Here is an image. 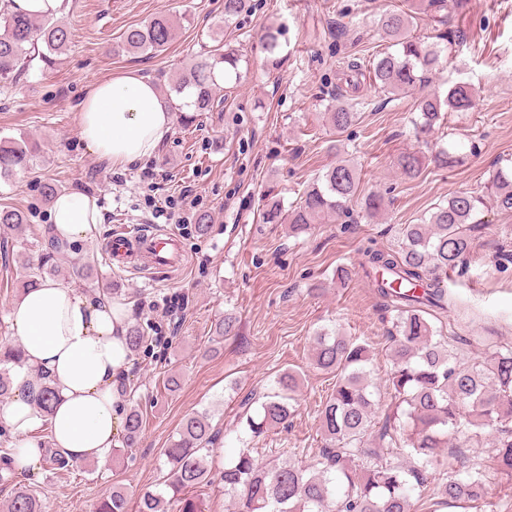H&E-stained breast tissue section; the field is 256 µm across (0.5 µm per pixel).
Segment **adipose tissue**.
Segmentation results:
<instances>
[{
    "mask_svg": "<svg viewBox=\"0 0 512 512\" xmlns=\"http://www.w3.org/2000/svg\"><path fill=\"white\" fill-rule=\"evenodd\" d=\"M172 120L154 83L130 71L90 86L78 132L90 152L124 166L151 158ZM51 218L52 236L70 244L92 241L103 220L96 197L80 190L60 193ZM9 320L23 351L12 369V394L0 404V427L17 441L14 470L38 473L49 450L67 460L106 463L123 426L127 309L78 283L46 279L12 307ZM41 370L56 394L47 418L31 378Z\"/></svg>",
    "mask_w": 512,
    "mask_h": 512,
    "instance_id": "ef3b65f1",
    "label": "adipose tissue"
}]
</instances>
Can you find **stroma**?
<instances>
[{"mask_svg":"<svg viewBox=\"0 0 512 512\" xmlns=\"http://www.w3.org/2000/svg\"><path fill=\"white\" fill-rule=\"evenodd\" d=\"M251 2L252 12L228 28L224 0H68L69 50L51 69L36 66L17 82H0V138L25 136L42 146L30 169L0 181V204L30 215L22 230L0 227V243L32 246L46 235L53 205L41 193L43 183L96 196L103 210L99 233L56 256L58 280L113 286L131 322L146 335L172 340L164 355H136L127 369L124 403L144 416L137 447L103 468L81 461L64 470L46 462L29 480L44 512H93L116 483L133 497L156 487L166 471L164 448L186 417L202 412L216 432L207 457L212 470H222L225 458L243 446L257 449L266 462L285 457L309 463L310 449L322 444L321 404L336 384L335 374L312 362L313 337L323 329L368 344L370 378L381 404H388L390 315L362 277L337 284V265H355L369 238L397 247L401 225L420 223L455 192L481 190L498 160L512 158V0H471L470 13L455 21L466 41L435 80L443 89L460 79L479 88L476 108L448 114L435 133L437 145L455 138L474 144L475 153L410 180L401 177L396 161L419 148L412 134L415 99L375 90L365 73L391 46L377 27L380 14L403 0ZM159 12L178 23L166 51L113 54L129 26ZM269 26L283 31L284 63L277 71L268 69L260 46ZM219 31L242 56L240 81L215 91L219 105L195 113L192 123L174 122L143 164L113 167L85 147L78 112L92 82L135 69L167 93L171 77L190 67ZM352 62L361 72L349 70ZM355 96L366 106L343 142V152L361 170L350 217L326 218L299 237L286 225L263 223L261 198L268 189L284 203L298 201L335 165L339 151L322 114L336 99ZM187 189L199 197L196 213L208 214L210 222L202 233L193 223L178 231L187 260L182 273L172 279L114 273L101 254L111 230L123 224L167 228L159 209ZM377 191L385 193L387 211L364 218L361 197ZM478 218L466 265L446 281L475 315L469 325L447 327L468 361L486 355L478 339L490 331L512 343V212L492 206ZM227 312L237 316L239 334L220 339L214 322ZM288 369L299 377L293 415L251 437L237 424L240 400L271 392L276 376ZM172 370L183 375L175 392L165 388Z\"/></svg>","mask_w":512,"mask_h":512,"instance_id":"obj_1","label":"stroma"}]
</instances>
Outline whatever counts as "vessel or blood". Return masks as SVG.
Listing matches in <instances>:
<instances>
[{"instance_id": "b4317fda", "label": "vessel or blood", "mask_w": 512, "mask_h": 512, "mask_svg": "<svg viewBox=\"0 0 512 512\" xmlns=\"http://www.w3.org/2000/svg\"><path fill=\"white\" fill-rule=\"evenodd\" d=\"M140 251L147 254V268L153 274L169 275L184 267L177 238L166 231L119 229L113 232L104 248L109 264L122 269L131 268L135 254Z\"/></svg>"}]
</instances>
